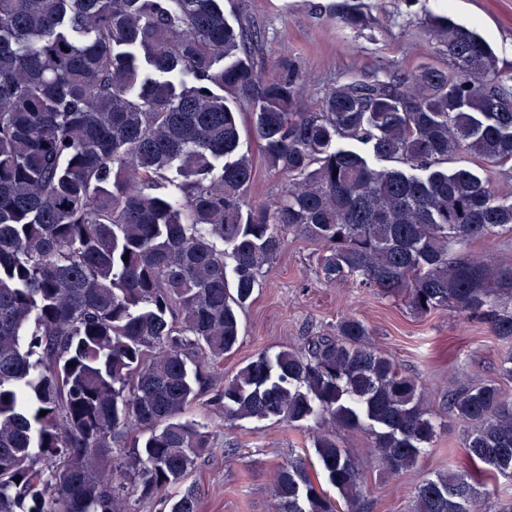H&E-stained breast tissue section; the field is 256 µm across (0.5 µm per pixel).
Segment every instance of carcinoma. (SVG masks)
I'll return each instance as SVG.
<instances>
[{
    "instance_id": "1",
    "label": "carcinoma",
    "mask_w": 512,
    "mask_h": 512,
    "mask_svg": "<svg viewBox=\"0 0 512 512\" xmlns=\"http://www.w3.org/2000/svg\"><path fill=\"white\" fill-rule=\"evenodd\" d=\"M426 28L448 66L345 77L310 108L293 61L261 76L259 29L229 24L224 0H0V512L158 496L198 512L189 476L212 434L185 413L288 231L323 244L324 281L417 316L452 307L502 343L496 379L448 391L472 469L416 483L413 512H476V475L512 480V267L468 251L512 232V195L488 176L512 170V73L474 29ZM241 109L287 180L270 205L246 199ZM458 154L476 168L448 167ZM173 166L175 191H155ZM370 336L343 316L220 379L224 420L318 430L319 473L279 465L276 512H361L338 430L367 431L392 474L437 436L422 385Z\"/></svg>"
}]
</instances>
